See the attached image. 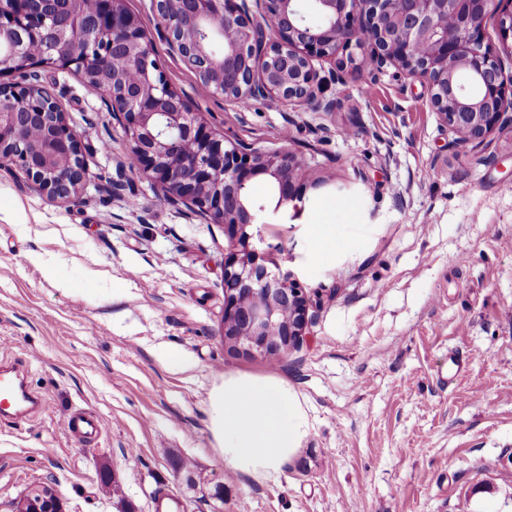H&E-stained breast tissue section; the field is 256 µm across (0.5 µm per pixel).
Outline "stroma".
I'll use <instances>...</instances> for the list:
<instances>
[{
    "label": "stroma",
    "instance_id": "1",
    "mask_svg": "<svg viewBox=\"0 0 512 512\" xmlns=\"http://www.w3.org/2000/svg\"><path fill=\"white\" fill-rule=\"evenodd\" d=\"M155 52L226 141L306 158L301 210L263 232L320 300L283 361L225 344L223 225L128 168L82 75L38 66L83 136L88 186L65 202L0 170V207L25 214L0 220V361L42 398L0 422V512L40 483L65 512H155L161 494L183 512H512V124L463 151L427 85L392 66L329 84L330 113L243 110L197 95L163 40ZM323 224L337 227L324 254ZM228 371L278 374L303 402L310 433L277 480L212 449L208 394ZM77 410L102 420L99 438H70Z\"/></svg>",
    "mask_w": 512,
    "mask_h": 512
}]
</instances>
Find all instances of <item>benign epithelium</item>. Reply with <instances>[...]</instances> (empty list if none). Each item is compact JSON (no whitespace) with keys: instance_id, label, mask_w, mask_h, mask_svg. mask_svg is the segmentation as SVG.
Returning a JSON list of instances; mask_svg holds the SVG:
<instances>
[{"instance_id":"1","label":"benign epithelium","mask_w":512,"mask_h":512,"mask_svg":"<svg viewBox=\"0 0 512 512\" xmlns=\"http://www.w3.org/2000/svg\"><path fill=\"white\" fill-rule=\"evenodd\" d=\"M512 0H150L158 34L211 96L242 104L277 99L333 112L325 95L360 55L427 83L430 105L454 133L455 146L476 151L501 121L512 122ZM498 16L500 46H484L483 27ZM43 44L30 56L28 42ZM346 56L336 59L338 51ZM338 61L329 78L315 63ZM84 74L90 91L111 107L130 142L131 169L154 180L163 198L180 201L224 225L240 250L224 260V343L280 359L296 347L313 305L290 272L258 262L247 228L267 210L296 208L308 178L292 151L267 154L226 145L172 88L153 37L123 0H0V169L17 170L36 188L71 201L84 188L88 164L81 134L60 96L35 80V64ZM267 177L270 199L253 200L250 180ZM15 512H62L48 485L32 487Z\"/></svg>"}]
</instances>
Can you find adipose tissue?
I'll list each match as a JSON object with an SVG mask.
<instances>
[{"instance_id": "ef3b65f1", "label": "adipose tissue", "mask_w": 512, "mask_h": 512, "mask_svg": "<svg viewBox=\"0 0 512 512\" xmlns=\"http://www.w3.org/2000/svg\"><path fill=\"white\" fill-rule=\"evenodd\" d=\"M208 414L215 452L259 482L277 479L309 435L298 393L278 375L226 372L209 393Z\"/></svg>"}]
</instances>
